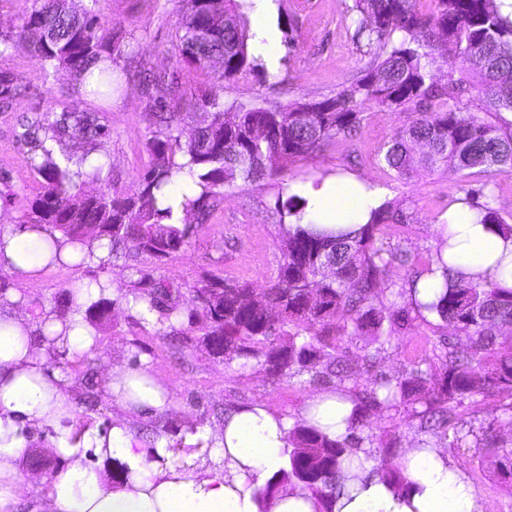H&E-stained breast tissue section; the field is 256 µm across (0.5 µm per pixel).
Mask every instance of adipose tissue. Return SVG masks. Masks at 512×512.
I'll return each instance as SVG.
<instances>
[{
    "mask_svg": "<svg viewBox=\"0 0 512 512\" xmlns=\"http://www.w3.org/2000/svg\"><path fill=\"white\" fill-rule=\"evenodd\" d=\"M246 2L252 40L267 71L276 73L271 0ZM298 191L315 212L316 225L344 229L364 221L382 197L379 188L361 181L308 184ZM445 232L454 264L512 287V239L475 223L457 204L448 211ZM47 241L44 229L29 224L1 229L0 266L36 274L47 264ZM7 300L8 307L0 308V512H17L30 487L20 465L42 437L65 467L53 474L47 501L32 512H478L473 486L437 447L408 450V484L402 489L382 481L372 462L362 458L332 501L289 483L261 496L288 458L291 425L258 403L225 413L215 441L222 466L195 470L172 464L163 440L147 445L130 424L131 417L145 419L169 409V392L146 371L123 365L106 373L122 416L108 429L76 433L75 395L66 377L50 367L48 351H87L95 343L93 330L77 315L51 316L33 329L11 310L18 296ZM350 413L349 403L322 395L305 407L303 417L333 439L346 434Z\"/></svg>",
    "mask_w": 512,
    "mask_h": 512,
    "instance_id": "1",
    "label": "adipose tissue"
}]
</instances>
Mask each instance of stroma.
<instances>
[{
  "mask_svg": "<svg viewBox=\"0 0 512 512\" xmlns=\"http://www.w3.org/2000/svg\"><path fill=\"white\" fill-rule=\"evenodd\" d=\"M274 19H292L298 40L296 53L280 48L277 74L258 72L225 84V101L247 105H285L297 100H320L334 94L368 59L365 48L356 44L355 24L349 11L352 0H274ZM93 8L112 26L133 36L139 57L155 68L176 66L173 46L177 32L175 0H80ZM12 72L31 88L30 93L0 105V177L10 195L0 198V228L14 225L38 195L40 178L31 168L27 146L18 135L24 120L34 118L36 109L50 102L79 110L105 114L112 136L104 146L109 165L102 181H89L84 191H98L102 183L113 190L134 189L148 164L145 143L153 129L152 115L137 83L116 86L111 98L85 93L58 94L41 82V63L25 45L18 44L0 56V70ZM357 135L330 145L304 160L284 162L280 176L261 185L237 183L226 189L224 198L212 211L207 224L193 235L185 248L164 261L129 255L100 269L76 263L46 267L28 277L0 268V283L7 292L24 296L17 313L32 326L44 317L75 313L72 297L95 281L111 282L105 293L112 300L109 324L96 334L95 345L82 354L53 349L49 364L72 383L76 395L75 427H106L116 408L107 390L105 372L109 365L143 368L170 391L172 404L155 417L138 420L134 430L142 440L162 435L176 465H216L215 448L197 446V438L215 436L223 428L226 410L262 403L288 418L299 421L308 401L324 393L321 385L305 378L274 380L259 366L245 369L227 363L208 352L197 326L182 321L168 325L156 314L115 306L121 287L137 280L139 272L152 274L181 286L183 305L195 307L191 287L198 280L219 276L266 285L281 259L275 220L269 212L279 192L293 183H318L336 175H353L379 187L388 202L403 204L411 220L400 232L402 243L418 255H425L436 242L437 224L446 220L448 201L463 190L480 189L492 195L502 214H512V177L477 169L428 171L414 167L400 175L383 161L386 143L405 120V114L372 107ZM373 434H397L399 446L388 459L390 467L400 465L408 448L419 438L415 425L403 420L396 410L386 409L374 416ZM448 462L473 485L480 512H512V486L490 472L478 453L449 450Z\"/></svg>",
  "mask_w": 512,
  "mask_h": 512,
  "instance_id": "1",
  "label": "stroma"
}]
</instances>
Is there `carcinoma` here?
<instances>
[{"label": "carcinoma", "instance_id": "cac0c4a2", "mask_svg": "<svg viewBox=\"0 0 512 512\" xmlns=\"http://www.w3.org/2000/svg\"><path fill=\"white\" fill-rule=\"evenodd\" d=\"M421 2L353 0L354 37L371 57L335 94L317 101V111L305 112V101L269 107L224 101V83L260 69L249 54L240 5L180 0L177 63L210 78L211 89L187 99L177 93V73L126 69L127 78L142 87L156 124L145 143L151 163L131 193L109 185L94 194L81 190L85 179L98 180L103 171L101 165L85 171L110 136L103 113L58 112L52 106L37 113L20 138L31 145V165L42 184L22 223L44 228L58 246L90 248L107 240L108 258L98 268L130 254L162 261L187 246L224 188L277 176L283 160L306 159L353 137L368 106L407 115L383 155L399 175L418 162L432 171L481 168L511 176L512 121L502 113L512 112V97L501 88L512 86V21L501 15L497 0H428L427 13ZM397 31L406 38L395 41ZM16 41L42 62L44 83L66 80L99 98L112 96V64L130 48L126 31L75 0H31L21 23L0 31V54ZM443 67L444 82L434 75ZM17 89L18 78L1 70L0 101L11 100ZM477 97L498 120L474 111ZM199 110L208 120L181 141L182 126ZM73 141L88 150L71 153ZM178 153L187 162H177ZM457 201L473 211L475 223L496 224L512 236V224L490 202L476 201L469 191ZM306 205L296 193L275 199L283 260L268 287L206 278L193 286L200 305L185 309L180 287L142 273L130 291L110 302L102 297L106 286L97 284L101 298L87 299L85 320L99 328L108 305L145 303L171 327L184 318L200 325L209 350L228 362H254L278 378H336L334 393L352 405L348 433L331 439L315 425L294 423L292 450L281 470L282 480L327 500L350 471L355 449L366 444L376 448L381 479L407 485L403 471L387 464L397 441L383 443L365 433L372 416L397 404L418 420V432L446 440L450 448H477L497 475L511 479L512 448L498 438L495 424L476 428L456 410L478 396L512 399V334L503 333L512 330V288L454 269L442 235L418 265L401 242L392 241V229L408 223L397 204H382L357 230H289L287 219ZM434 265L443 270L441 291L421 304L417 284ZM388 291L396 300H387ZM421 326L435 336L427 343L438 369L429 371L427 359L420 358L395 376L375 371L392 338Z\"/></svg>", "mask_w": 512, "mask_h": 512}]
</instances>
